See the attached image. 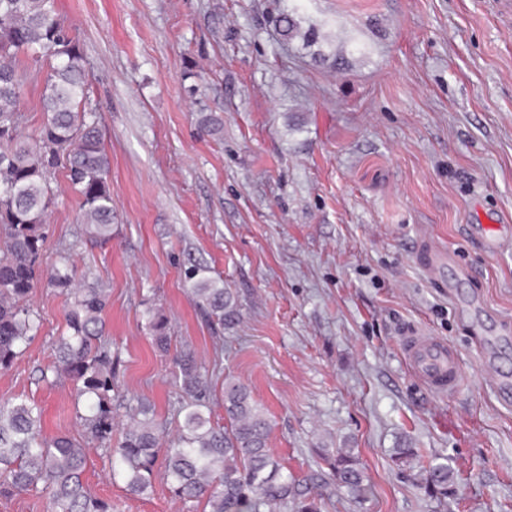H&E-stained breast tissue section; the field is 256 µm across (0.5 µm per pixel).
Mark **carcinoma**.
Returning a JSON list of instances; mask_svg holds the SVG:
<instances>
[{"label":"carcinoma","instance_id":"obj_1","mask_svg":"<svg viewBox=\"0 0 512 512\" xmlns=\"http://www.w3.org/2000/svg\"><path fill=\"white\" fill-rule=\"evenodd\" d=\"M21 52L38 54L49 65L42 98L48 118L32 145L20 140L18 131L25 78L14 61ZM0 59V370H7L35 328L26 301L42 264L41 229L50 203L46 174L65 159L69 185L81 198L82 223L96 242L112 238V196L98 121L81 109L89 74L78 41L58 19L55 0H0ZM203 272L196 265L188 271L192 299L219 323L233 321L231 289ZM47 280L70 297L67 335L58 340L51 372L71 381L84 402L81 423L111 457L112 477L121 478L129 494L147 495L167 427L146 403L112 401L118 373L104 338L108 296L97 286L75 287L67 262L53 268ZM148 327L157 347L168 352L166 319L151 313ZM176 364V382L188 402L179 410L177 438L165 450L164 472L175 497L204 502V512H322L321 490L331 486L355 500L365 498L368 479L354 449H318L323 466L309 474L308 483L319 493L309 495L267 448L270 421L246 385L224 379L221 427L204 414L210 381L191 352L180 353ZM118 420L124 428L114 448ZM395 462L419 468L429 495L445 499L452 493L455 472L448 464L424 463L414 448L397 449ZM85 465V449L72 438L42 437L36 404H0V495L41 490L51 495L56 512H112V504L83 485Z\"/></svg>","mask_w":512,"mask_h":512}]
</instances>
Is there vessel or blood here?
Wrapping results in <instances>:
<instances>
[{"instance_id": "obj_1", "label": "vessel or blood", "mask_w": 512, "mask_h": 512, "mask_svg": "<svg viewBox=\"0 0 512 512\" xmlns=\"http://www.w3.org/2000/svg\"><path fill=\"white\" fill-rule=\"evenodd\" d=\"M406 358L414 374L433 392H454L462 380L457 354L440 339L418 332L406 344Z\"/></svg>"}]
</instances>
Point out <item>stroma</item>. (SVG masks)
Here are the masks:
<instances>
[{
    "instance_id": "stroma-1",
    "label": "stroma",
    "mask_w": 512,
    "mask_h": 512,
    "mask_svg": "<svg viewBox=\"0 0 512 512\" xmlns=\"http://www.w3.org/2000/svg\"><path fill=\"white\" fill-rule=\"evenodd\" d=\"M89 73L85 101L110 159L112 239L96 243L64 167L51 204L37 324L0 402L42 410L47 438L85 442L82 480L112 512H203L175 500L156 466L149 495L112 479L84 439L70 381L47 383L66 297L45 273L70 259L106 289L105 334L119 393L146 400L176 436L175 354L213 371L206 398L224 420V379L267 412L271 453L298 476L321 448L356 449L370 490L337 491L322 512H512V405L483 376L484 338L512 367V247L491 254L473 224L512 229V18L500 0H56ZM296 23L280 34L282 17ZM19 131L46 120L48 66L21 56ZM220 121L218 132L203 129ZM443 279L429 276V248ZM231 288L235 324L208 321L184 270ZM168 320L161 352L149 312ZM423 330L457 352L463 380L432 393L404 339ZM414 448L456 469L428 495L392 457Z\"/></svg>"
}]
</instances>
